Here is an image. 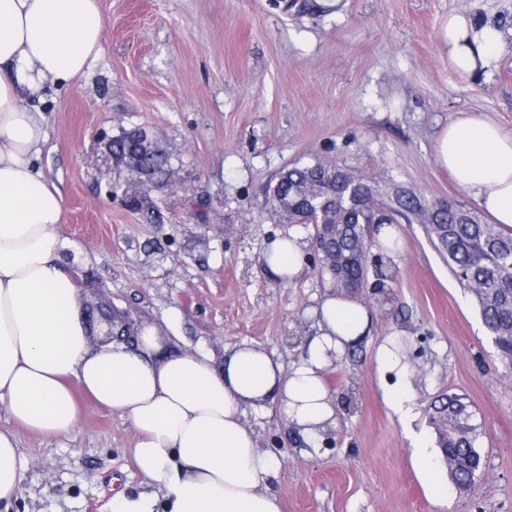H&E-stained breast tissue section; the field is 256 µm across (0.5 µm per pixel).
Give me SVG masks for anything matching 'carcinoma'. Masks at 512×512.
Segmentation results:
<instances>
[{"label": "carcinoma", "mask_w": 512, "mask_h": 512, "mask_svg": "<svg viewBox=\"0 0 512 512\" xmlns=\"http://www.w3.org/2000/svg\"><path fill=\"white\" fill-rule=\"evenodd\" d=\"M296 14L327 12L316 0H293ZM112 157L127 163L137 159L138 169L155 182L175 172L171 157L159 149L144 129L112 138ZM376 189L370 178L335 162L316 159L283 169L269 182L265 195L271 215L291 224L331 225V239L322 255V270L343 288H359L364 279L361 256L368 249L369 227L380 232L384 224L414 222L427 235L461 286L470 292L490 334L504 376L512 378V233L450 204L448 212L433 213L423 195L387 197L382 212L378 200L367 197ZM464 398L443 394L432 404L430 424L436 426L438 447L447 453L448 481L468 489L480 475L476 449L477 428L469 423Z\"/></svg>", "instance_id": "carcinoma-1"}]
</instances>
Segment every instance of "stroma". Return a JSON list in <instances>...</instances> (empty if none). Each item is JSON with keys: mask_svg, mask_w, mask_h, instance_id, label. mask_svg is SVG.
<instances>
[{"mask_svg": "<svg viewBox=\"0 0 512 512\" xmlns=\"http://www.w3.org/2000/svg\"><path fill=\"white\" fill-rule=\"evenodd\" d=\"M103 51L89 73L40 108L39 164L59 188L63 234L88 310L156 326L178 349L223 360L253 342L284 366L319 331L316 311L341 288L321 273L312 226L270 218L264 188L284 167L326 159L381 187L478 210L435 161V139L459 113L512 130V0H339L295 17L277 0H100ZM453 12L505 25L495 67L463 76L439 31ZM146 129L177 182L139 207L113 187L131 174L103 160L100 141ZM398 273L352 291L372 315L364 341L325 375L337 420L302 437L274 404L246 412L282 512H512V383L502 376L473 297L419 224L396 227ZM304 245L299 275L263 262L274 240ZM407 367V413L383 399L380 346ZM463 396L484 472L435 498L418 466L440 461L432 401ZM68 437L20 433L22 490L9 512H115L149 487L133 457L131 423L80 401Z\"/></svg>", "mask_w": 512, "mask_h": 512, "instance_id": "stroma-1", "label": "stroma"}]
</instances>
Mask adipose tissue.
<instances>
[{"mask_svg": "<svg viewBox=\"0 0 512 512\" xmlns=\"http://www.w3.org/2000/svg\"><path fill=\"white\" fill-rule=\"evenodd\" d=\"M103 28L99 0H0V407L11 422L0 427V503L21 491L19 430L73 434L78 386L135 431V464L154 491L121 499L122 512H282L269 486L279 459L260 453L245 411L274 402L285 424L307 436L334 425L323 371L365 339L371 315L343 295L324 300L320 332L289 370L254 343L225 351L220 363L173 350L152 326L127 342L91 344L82 293L64 263L74 245L60 230L62 195L36 163L45 116L31 102L91 69ZM440 42L449 66L473 76L496 63L503 32L452 14ZM435 157L512 228V131L461 113L439 133ZM264 260L293 279L303 245L294 235L277 239Z\"/></svg>", "mask_w": 512, "mask_h": 512, "instance_id": "1", "label": "adipose tissue"}]
</instances>
